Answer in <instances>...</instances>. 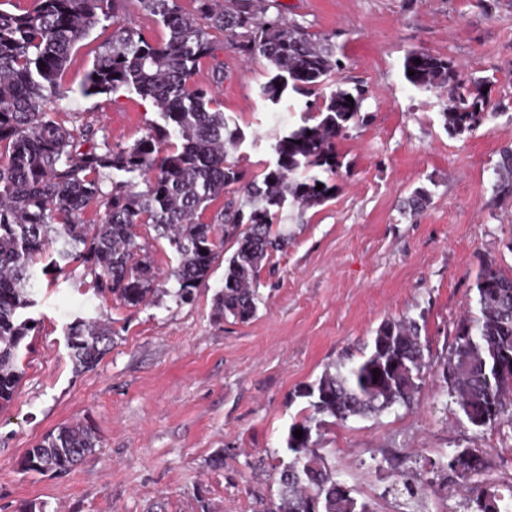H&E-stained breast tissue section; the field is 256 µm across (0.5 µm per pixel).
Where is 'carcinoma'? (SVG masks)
I'll use <instances>...</instances> for the list:
<instances>
[{
	"label": "carcinoma",
	"mask_w": 512,
	"mask_h": 512,
	"mask_svg": "<svg viewBox=\"0 0 512 512\" xmlns=\"http://www.w3.org/2000/svg\"><path fill=\"white\" fill-rule=\"evenodd\" d=\"M196 13L181 0H32L20 14L0 9V407L13 400L20 381L19 354L37 322L19 319L35 305L36 264L83 267L96 293L137 309L174 283L179 303L192 300L205 283L224 240L236 244L227 259L214 315L247 320L255 312L254 280L286 238L273 234L285 206L322 205L337 190L340 161L336 141L359 119L367 91L341 87L344 62L328 37L319 39L283 11L278 0H196ZM168 29L150 41L123 18L130 8ZM112 22V38L96 57L80 94L121 90L151 99L161 122L130 145H114L68 112L53 106L70 55L101 21ZM232 42L246 59L263 58L275 74L262 86L273 105L286 91L306 98L301 124L274 138V163L247 176L228 160L244 134L217 104L209 85L195 84L202 61L216 55L214 34ZM405 79L422 90L448 94L444 126L449 134H471L490 118L486 83L464 79L448 59L408 52ZM352 97L353 102L346 101ZM118 172L129 175L115 179ZM496 194L512 199V147L500 152ZM323 184L317 189V184ZM235 190L211 221L200 216L224 193ZM100 222L85 219L89 210ZM145 225L165 240L176 264L166 277L140 241ZM476 311L456 324L455 343L436 365L448 396L476 428L512 424V274L491 262L476 280ZM69 357L78 371L97 365L112 342V327L78 319L68 327ZM427 364L417 321L403 317L380 324L360 361H340L334 372L307 385L306 414L289 428L285 451L275 457L278 497L262 512H374L336 479L312 440L320 416L345 421L377 417L396 406L411 407ZM455 372L448 382V371ZM300 429L302 438L294 437ZM99 445L90 423L64 424L28 449L27 471L65 473ZM459 474L443 476L448 460L429 462L430 471L468 495L474 512H512L504 494L480 485L488 451L475 444L457 448ZM393 490L409 508H426L428 494L417 468L398 472Z\"/></svg>",
	"instance_id": "cac0c4a2"
}]
</instances>
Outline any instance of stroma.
Returning <instances> with one entry per match:
<instances>
[{"label":"stroma","instance_id":"stroma-1","mask_svg":"<svg viewBox=\"0 0 512 512\" xmlns=\"http://www.w3.org/2000/svg\"><path fill=\"white\" fill-rule=\"evenodd\" d=\"M315 36H332L345 68L338 80L363 84L364 122L336 149L335 196L302 214L284 211L288 242L263 264L252 318H216L225 242L189 304L161 295L130 309L97 295L83 270L38 278L39 322L19 362L22 378L0 409V512H260L276 495L268 458L286 446L306 402L297 392L345 357L361 358L379 325L410 317L427 359L450 352L458 319L475 307L487 261L512 274V200L494 191L502 148L512 145V0H280ZM111 30L97 25L74 49L61 107L80 112L115 144H130L158 121L151 100L133 92L80 97ZM447 58L464 76L492 81L487 126L449 135L446 93L405 79L407 51ZM220 108L245 140L229 161L247 172L273 163L276 133L299 124L302 100H263L264 60H246L225 38ZM424 210L406 213L415 191ZM110 323L112 346L93 369L76 372L65 330L76 318ZM90 421L100 444L64 475L22 471L28 448L64 423ZM478 441L492 461L484 479L502 488L512 425L475 431L451 404L435 371L413 408L372 418H327L317 435L353 496L375 512H401L386 457L425 462Z\"/></svg>","mask_w":512,"mask_h":512}]
</instances>
